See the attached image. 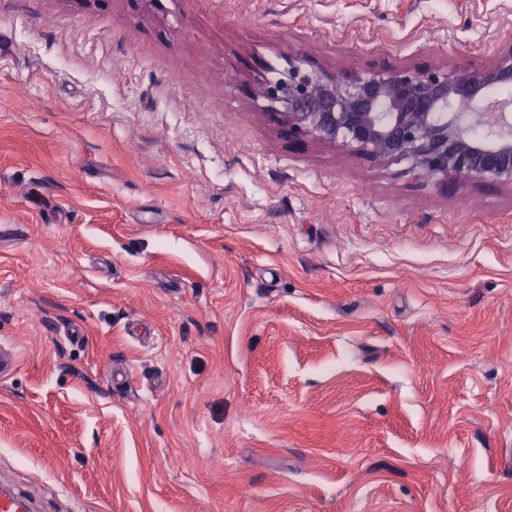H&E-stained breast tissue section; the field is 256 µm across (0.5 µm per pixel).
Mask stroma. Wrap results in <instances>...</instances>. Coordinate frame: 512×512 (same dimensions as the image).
<instances>
[{"instance_id": "35a3bbf8", "label": "stroma", "mask_w": 512, "mask_h": 512, "mask_svg": "<svg viewBox=\"0 0 512 512\" xmlns=\"http://www.w3.org/2000/svg\"><path fill=\"white\" fill-rule=\"evenodd\" d=\"M511 47L512 0H0V488L512 512V187L294 140L248 94L292 55Z\"/></svg>"}]
</instances>
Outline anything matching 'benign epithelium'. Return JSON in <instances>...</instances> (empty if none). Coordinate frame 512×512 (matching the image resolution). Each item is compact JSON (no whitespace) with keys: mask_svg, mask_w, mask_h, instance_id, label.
I'll use <instances>...</instances> for the list:
<instances>
[{"mask_svg":"<svg viewBox=\"0 0 512 512\" xmlns=\"http://www.w3.org/2000/svg\"><path fill=\"white\" fill-rule=\"evenodd\" d=\"M512 87V48L477 69L395 68L362 76L288 69L250 96L265 102L296 139L339 143L356 152L445 180L476 179L512 185L511 100L488 94ZM464 125L483 129L478 141L459 136Z\"/></svg>","mask_w":512,"mask_h":512,"instance_id":"7a95c632","label":"benign epithelium"}]
</instances>
